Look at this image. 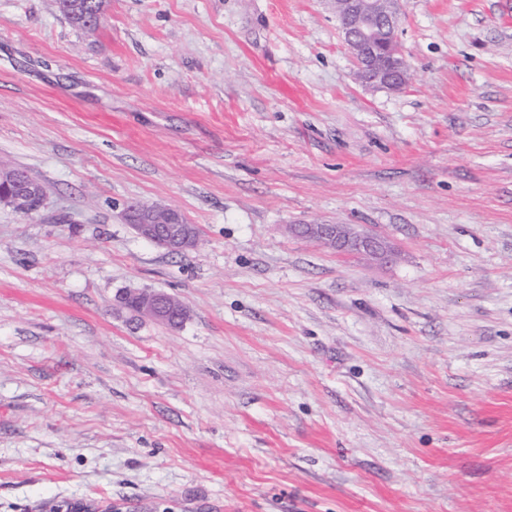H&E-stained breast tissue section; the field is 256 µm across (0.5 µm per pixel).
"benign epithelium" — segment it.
<instances>
[{
	"label": "benign epithelium",
	"instance_id": "1",
	"mask_svg": "<svg viewBox=\"0 0 512 512\" xmlns=\"http://www.w3.org/2000/svg\"><path fill=\"white\" fill-rule=\"evenodd\" d=\"M339 20L343 40L351 53L359 80L373 87L399 90L407 83L406 59L396 39L400 22L398 0H330ZM0 205L22 216L34 214L35 196H45L42 186L25 179L20 170H0ZM124 219L142 239L173 252H187L199 244L197 227L172 208L160 210L152 204L132 202L123 209ZM294 230L340 251L387 261L392 253L380 238L357 234L343 224H297ZM137 313L167 323L172 315L184 321L187 308L176 298L160 291L130 290Z\"/></svg>",
	"mask_w": 512,
	"mask_h": 512
}]
</instances>
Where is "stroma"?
I'll return each mask as SVG.
<instances>
[{
    "mask_svg": "<svg viewBox=\"0 0 512 512\" xmlns=\"http://www.w3.org/2000/svg\"><path fill=\"white\" fill-rule=\"evenodd\" d=\"M400 13L391 91L325 0H0V512H512V0ZM22 181V186L12 189L14 182ZM3 184L9 187L8 190L1 192L0 205L11 208L14 212L22 216H31L34 214L32 202L35 196H41L43 205H45V192L41 185L32 183L25 179V175L20 170H0V187ZM126 224L142 239L173 252H187L199 244V232L172 208L159 210L152 204L132 202L123 209ZM293 229L340 251L371 257L381 262L392 257L383 240L374 235L351 233L343 224H297ZM125 296L135 301L138 314L154 321L167 323L173 314H177L178 319L184 322L189 315L181 302L164 292L130 290Z\"/></svg>",
    "mask_w": 512,
    "mask_h": 512,
    "instance_id": "obj_1",
    "label": "stroma"
}]
</instances>
